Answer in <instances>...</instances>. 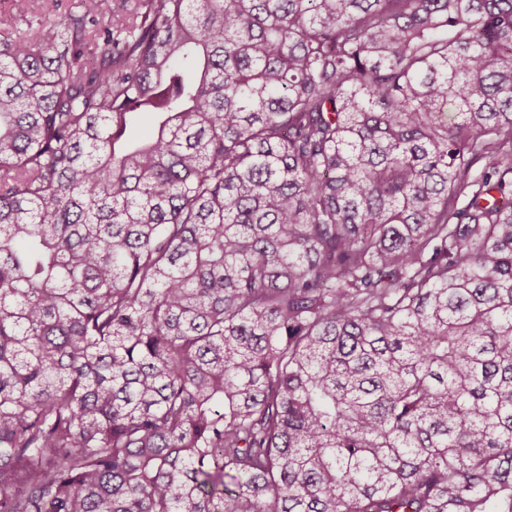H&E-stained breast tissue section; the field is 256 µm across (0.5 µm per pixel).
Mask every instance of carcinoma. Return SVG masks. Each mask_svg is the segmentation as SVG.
<instances>
[{"label": "carcinoma", "mask_w": 512, "mask_h": 512, "mask_svg": "<svg viewBox=\"0 0 512 512\" xmlns=\"http://www.w3.org/2000/svg\"><path fill=\"white\" fill-rule=\"evenodd\" d=\"M0 512H512V0L1 16Z\"/></svg>", "instance_id": "cac0c4a2"}]
</instances>
